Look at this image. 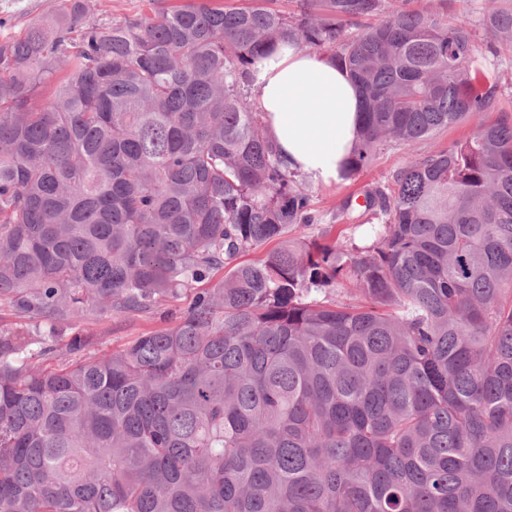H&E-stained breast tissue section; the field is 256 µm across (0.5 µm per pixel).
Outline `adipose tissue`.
Returning <instances> with one entry per match:
<instances>
[{"mask_svg":"<svg viewBox=\"0 0 512 512\" xmlns=\"http://www.w3.org/2000/svg\"><path fill=\"white\" fill-rule=\"evenodd\" d=\"M267 136L289 170L338 181L357 142L362 98L326 54L280 44L255 85Z\"/></svg>","mask_w":512,"mask_h":512,"instance_id":"ef3b65f1","label":"adipose tissue"}]
</instances>
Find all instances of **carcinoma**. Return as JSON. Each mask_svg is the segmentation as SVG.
Returning <instances> with one entry per match:
<instances>
[{"mask_svg":"<svg viewBox=\"0 0 512 512\" xmlns=\"http://www.w3.org/2000/svg\"><path fill=\"white\" fill-rule=\"evenodd\" d=\"M147 2L0 42V301L32 325L0 335V512H512V116L468 18ZM482 13L512 48V0ZM284 41L360 90L346 178L475 124L361 191L368 247L287 239L316 216L246 93ZM221 271L87 353V306L149 318ZM474 131L472 124H463L456 127L448 128L443 134L435 139L420 142L415 151V155H424L428 152L448 147V144L460 141L469 136ZM195 290H187L176 298L160 304L156 313L149 319L132 316L122 319L101 318L97 311L89 309L83 321V328L95 338L91 349L96 352L121 347L134 336L170 325L174 315L184 311L190 304ZM173 313V318L172 314Z\"/></svg>","mask_w":512,"mask_h":512,"instance_id":"carcinoma-1","label":"carcinoma"}]
</instances>
